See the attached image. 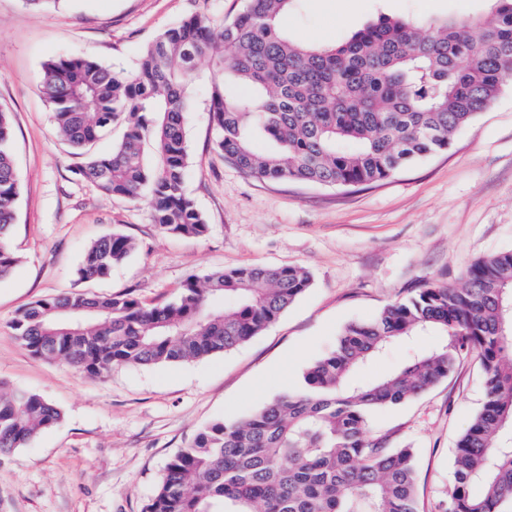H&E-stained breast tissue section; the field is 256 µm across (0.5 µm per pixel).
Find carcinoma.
I'll return each mask as SVG.
<instances>
[{
	"mask_svg": "<svg viewBox=\"0 0 512 512\" xmlns=\"http://www.w3.org/2000/svg\"><path fill=\"white\" fill-rule=\"evenodd\" d=\"M298 2L246 0L220 25L186 17L146 47L132 73L91 57L45 62L41 90L57 136L83 157L77 174L107 195L145 201L160 232L202 237L208 224L185 188L199 58L212 64L213 150L256 178L327 187L376 184L447 150L512 77V0H490L465 24L382 13L321 47L276 24ZM237 86L247 94H233ZM115 124L123 132L112 150L92 151ZM19 197L11 113L0 108V279L19 262L10 243ZM134 249L128 236L105 234L78 275L103 279ZM311 283L303 266L233 268L188 278L163 306L123 295L40 299L9 328L33 357L104 378L122 366L229 352ZM426 332L443 343L382 378L353 381L394 342ZM470 354L483 369L485 402L458 441L444 512H502L512 503V251L475 260L458 287L428 283L346 324L297 388L198 432L169 460L144 512H420L414 456L372 435L371 414L420 397ZM61 419L37 394L0 391V454Z\"/></svg>",
	"mask_w": 512,
	"mask_h": 512,
	"instance_id": "1",
	"label": "carcinoma"
}]
</instances>
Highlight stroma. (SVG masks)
I'll list each match as a JSON object with an SVG mask.
<instances>
[{"label": "stroma", "mask_w": 512, "mask_h": 512, "mask_svg": "<svg viewBox=\"0 0 512 512\" xmlns=\"http://www.w3.org/2000/svg\"><path fill=\"white\" fill-rule=\"evenodd\" d=\"M245 0H59L36 8L0 0V106L9 110L20 198L11 244L20 257L0 280V379L40 395L60 424L0 458V512H143L166 463L216 420L239 419L295 388L348 322L368 320L423 283L456 286L472 261L512 250V83L459 130L451 147L371 185L332 188L242 173L212 148L210 64L190 92L185 187L205 237L160 233L145 202L112 197L77 175L79 157L56 136L40 90L43 63L90 55L134 71L142 51L194 13L231 20ZM487 0H301L281 23L291 37L334 43L378 13L467 19ZM118 231L136 249L109 277L81 281L87 246ZM300 265L313 283L281 317L232 352L187 363L85 376L32 357L8 324L32 302L63 293L128 294L165 304L190 276ZM426 333L396 342L356 375L364 382L435 346ZM485 400L476 357L426 394L377 410L371 429L416 454L421 512H442L461 433Z\"/></svg>", "instance_id": "35a3bbf8"}]
</instances>
